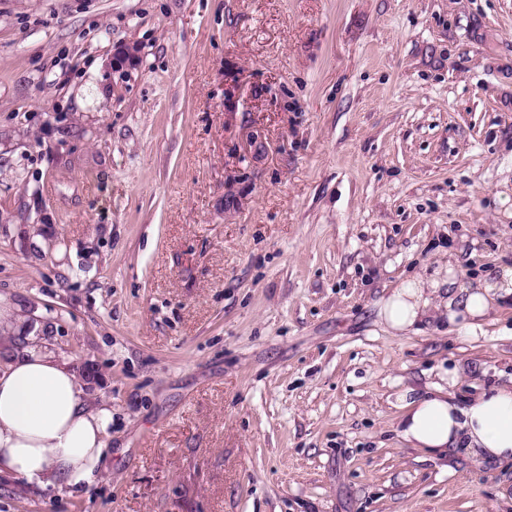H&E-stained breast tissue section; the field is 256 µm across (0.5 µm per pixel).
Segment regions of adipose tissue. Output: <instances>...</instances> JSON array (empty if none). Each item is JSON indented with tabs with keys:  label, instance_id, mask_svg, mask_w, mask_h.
Masks as SVG:
<instances>
[{
	"label": "adipose tissue",
	"instance_id": "adipose-tissue-1",
	"mask_svg": "<svg viewBox=\"0 0 512 512\" xmlns=\"http://www.w3.org/2000/svg\"><path fill=\"white\" fill-rule=\"evenodd\" d=\"M512 298V267L459 282L454 266L411 276L379 301L378 317L394 333L427 318L468 336L483 330L495 302ZM461 368H441V382L398 396L400 437L435 455L461 453L482 463L512 462V383L478 390L465 402L453 392ZM77 376L52 353L26 344L0 367V474L41 488H71L99 474L112 430L108 408L89 407Z\"/></svg>",
	"mask_w": 512,
	"mask_h": 512
}]
</instances>
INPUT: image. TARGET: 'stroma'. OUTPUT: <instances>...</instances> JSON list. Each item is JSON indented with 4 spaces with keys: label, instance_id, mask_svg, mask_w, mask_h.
<instances>
[{
    "label": "stroma",
    "instance_id": "1",
    "mask_svg": "<svg viewBox=\"0 0 512 512\" xmlns=\"http://www.w3.org/2000/svg\"><path fill=\"white\" fill-rule=\"evenodd\" d=\"M451 258L512 266V0H0V361L112 410L104 472L0 512H512L511 463L396 431L447 362L512 379L511 302L379 323Z\"/></svg>",
    "mask_w": 512,
    "mask_h": 512
}]
</instances>
